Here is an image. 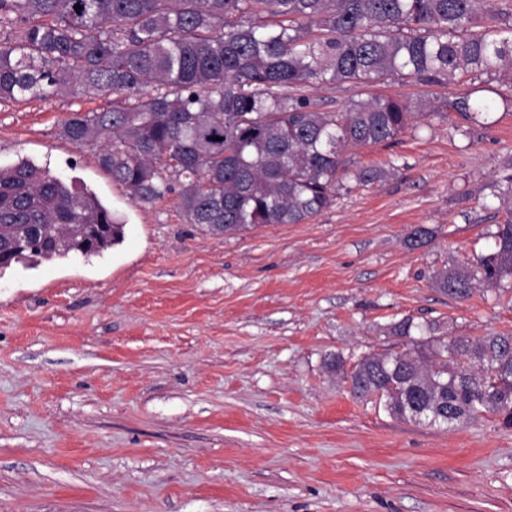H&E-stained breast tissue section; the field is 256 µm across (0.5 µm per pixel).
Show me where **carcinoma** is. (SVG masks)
<instances>
[{"instance_id": "carcinoma-1", "label": "carcinoma", "mask_w": 512, "mask_h": 512, "mask_svg": "<svg viewBox=\"0 0 512 512\" xmlns=\"http://www.w3.org/2000/svg\"><path fill=\"white\" fill-rule=\"evenodd\" d=\"M0 0V102L112 97L73 112L60 135L99 148L130 197L151 204L179 185L184 220L218 233L301 224L328 209L344 182L382 181L386 163L349 168L346 152L396 139L413 121L456 113L482 126L493 101L464 95L444 112L379 95L322 112L297 90L342 83L423 85L459 75L512 82V0ZM491 194L506 218L472 270L435 286L465 300L512 276V172ZM93 238L89 248L81 239ZM125 225L95 192L25 158L0 166V253L99 256ZM433 333L406 317L392 327ZM431 342L355 364L351 392L395 419L448 429L490 413L512 429V335Z\"/></svg>"}]
</instances>
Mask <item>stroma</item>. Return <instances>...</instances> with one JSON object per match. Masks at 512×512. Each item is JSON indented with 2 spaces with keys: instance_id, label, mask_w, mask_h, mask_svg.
Masks as SVG:
<instances>
[{
  "instance_id": "1",
  "label": "stroma",
  "mask_w": 512,
  "mask_h": 512,
  "mask_svg": "<svg viewBox=\"0 0 512 512\" xmlns=\"http://www.w3.org/2000/svg\"><path fill=\"white\" fill-rule=\"evenodd\" d=\"M468 77L316 85L323 111L379 93L440 107ZM109 97L0 103V165L28 157L96 191L126 224L100 256L0 270V512H512V430L391 418L351 395L346 365L439 340L512 333V279L466 300L434 286L472 266L504 219L490 186L512 160V106L485 126L410 125L351 150L393 162L302 224L224 234L185 223L172 193L134 202L96 151L60 135ZM431 233L410 247L416 227Z\"/></svg>"
}]
</instances>
